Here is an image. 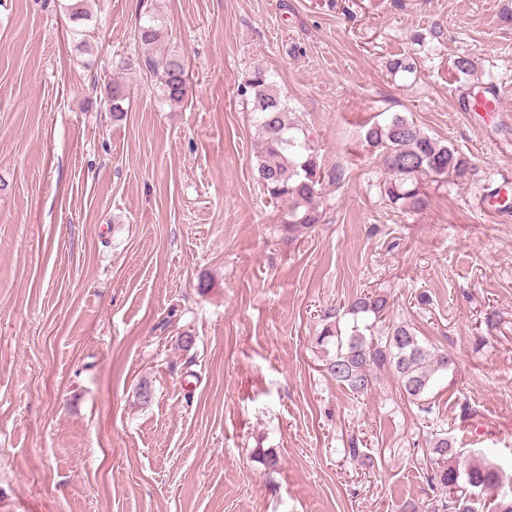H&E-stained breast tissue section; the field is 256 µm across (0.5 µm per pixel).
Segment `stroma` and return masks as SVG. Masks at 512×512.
<instances>
[{"label":"stroma","mask_w":512,"mask_h":512,"mask_svg":"<svg viewBox=\"0 0 512 512\" xmlns=\"http://www.w3.org/2000/svg\"><path fill=\"white\" fill-rule=\"evenodd\" d=\"M68 4L0 0V512H403L434 496L441 430L512 479V220L484 211L512 114L461 111L481 86L512 106V0ZM152 14L186 65L176 105L137 65ZM258 64L334 177L294 239L249 164ZM395 112L472 164L408 216L365 140ZM367 292L455 358L424 406L325 372L323 315L349 330Z\"/></svg>","instance_id":"obj_1"}]
</instances>
